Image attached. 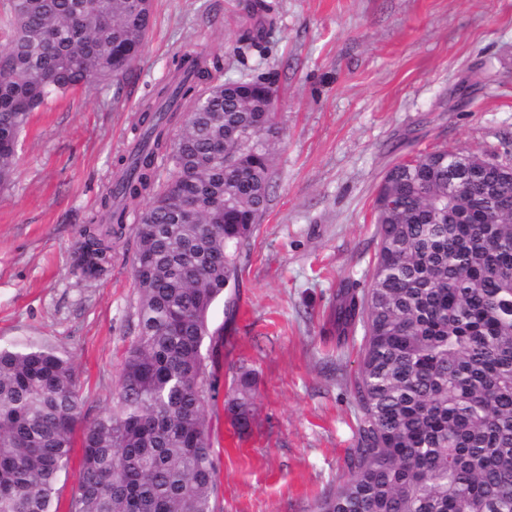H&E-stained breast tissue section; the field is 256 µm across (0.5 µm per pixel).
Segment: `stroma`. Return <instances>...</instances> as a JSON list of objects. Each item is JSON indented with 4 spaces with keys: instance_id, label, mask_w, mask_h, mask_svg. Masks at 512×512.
I'll list each match as a JSON object with an SVG mask.
<instances>
[{
    "instance_id": "stroma-1",
    "label": "stroma",
    "mask_w": 512,
    "mask_h": 512,
    "mask_svg": "<svg viewBox=\"0 0 512 512\" xmlns=\"http://www.w3.org/2000/svg\"><path fill=\"white\" fill-rule=\"evenodd\" d=\"M270 26L238 55L254 21L244 0H154L141 59L121 85L55 97L21 133L0 188V344L69 351L82 417L111 404L138 334L135 240H113L103 275L73 266L144 101L176 50L197 44L227 80L262 77L280 104L269 143L272 192L249 245L224 333L218 400L241 370L256 382L250 429L213 420L219 512H314L357 447L354 398L364 328L336 342L339 287L367 293L378 247L374 199L410 151L512 150V0H265Z\"/></svg>"
}]
</instances>
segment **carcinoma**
I'll use <instances>...</instances> for the list:
<instances>
[{
    "label": "carcinoma",
    "mask_w": 512,
    "mask_h": 512,
    "mask_svg": "<svg viewBox=\"0 0 512 512\" xmlns=\"http://www.w3.org/2000/svg\"><path fill=\"white\" fill-rule=\"evenodd\" d=\"M0 33V185L50 96L120 81L144 50L151 0H9ZM195 44L138 116L139 148L81 233L74 263L105 271L112 238L133 221L139 332L112 406L82 419L72 357L26 341L0 344V512H57L75 437L82 456L68 512H215L219 472L210 414L223 338L215 302L237 286L241 257L266 212L272 172L259 132L260 79L222 81ZM455 156L473 168L466 201L448 198V150L393 164L374 201L379 236L370 288L342 293L336 330L366 329L355 387L361 412L347 481L315 512H512V190L510 158ZM202 199L180 220L182 186ZM145 207H140L143 199ZM150 268L141 287L139 270ZM210 348L203 350L205 339ZM254 380L224 405L245 432Z\"/></svg>",
    "instance_id": "carcinoma-1"
}]
</instances>
